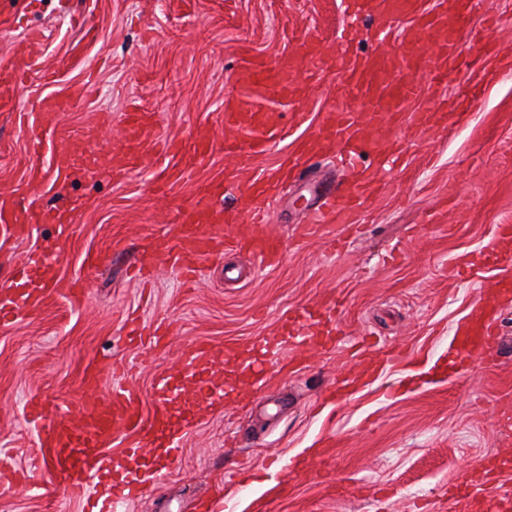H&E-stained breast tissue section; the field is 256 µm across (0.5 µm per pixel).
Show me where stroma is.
<instances>
[{
	"label": "stroma",
	"instance_id": "1",
	"mask_svg": "<svg viewBox=\"0 0 512 512\" xmlns=\"http://www.w3.org/2000/svg\"><path fill=\"white\" fill-rule=\"evenodd\" d=\"M69 2L65 15L59 0L34 11L0 0V58L26 51L36 32L41 66L23 81L21 110L0 112V196L75 215L63 239L53 224L36 242L0 239V287L38 243L61 249L50 278L87 282L80 307L57 298L0 325V512H83L57 492L44 430L25 419L30 395L70 399L85 363L105 358L136 363L130 385L151 411L155 380L176 373L180 348L194 339L212 347L211 380L223 385L224 403L209 406L187 381L182 452L125 512H207L215 492L228 512H255L260 502L266 512H432L452 486L463 492L489 478L512 489V347L448 362L457 324L490 281L512 276V244L495 239L497 225L512 224V0H481L457 46L460 66L408 105L445 98L465 121L419 140L393 131L402 149L396 168L357 223L303 234L319 182L352 180L348 168L322 159L270 203L278 265L264 269L246 251L228 250L192 283L165 263L146 281L130 268L140 251L174 244L177 212L197 183L223 181L224 96L241 60H277L306 32L337 49L343 0ZM477 38L495 50L480 75L465 65ZM340 82L333 70L300 75L296 108L307 121L252 173L284 162L328 106L359 111L357 98H338ZM71 94L74 106L58 120L63 144L47 136L33 149L39 100ZM134 104L155 113L164 136L210 133L216 148L191 180L156 196L152 182L171 161L153 149L123 178L58 176L60 156L91 147L108 164ZM97 251L110 262L88 270L83 259ZM330 304L344 331L335 347L287 344L265 356L268 391L258 394L243 368L256 344L276 334L282 314ZM133 320L169 332L147 350L126 337ZM235 466L242 478L225 481ZM18 470L37 491L19 490Z\"/></svg>",
	"mask_w": 512,
	"mask_h": 512
}]
</instances>
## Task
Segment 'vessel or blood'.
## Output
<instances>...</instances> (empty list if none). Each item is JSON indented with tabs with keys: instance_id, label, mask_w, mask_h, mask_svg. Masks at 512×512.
Segmentation results:
<instances>
[{
	"instance_id": "obj_1",
	"label": "vessel or blood",
	"mask_w": 512,
	"mask_h": 512,
	"mask_svg": "<svg viewBox=\"0 0 512 512\" xmlns=\"http://www.w3.org/2000/svg\"><path fill=\"white\" fill-rule=\"evenodd\" d=\"M471 0H439L436 11L423 9L422 0H347L348 17H371L375 26L369 34L374 52L367 55L327 53L314 36L304 33L294 41L288 56L269 62L249 58L241 61L224 99V156L241 170L249 169L255 158L264 155L289 130L300 127L305 115L295 112L290 123H282L284 107L297 96L296 78L304 69H339L343 82L340 96L356 91L362 94L361 112H350L334 105L323 112L315 132L301 139L294 158L295 166L331 153L347 165L358 168V179L344 186L342 199L318 208L316 224H349L361 206L376 192L377 169L363 165V158L375 151L378 141L392 130L406 127L416 137L447 128L448 113L439 107H427L403 114L402 106L418 92V72H427L432 84L444 83L449 69L457 62L458 38L470 14ZM411 23L402 34L403 49L391 54L386 44L391 25L399 18ZM33 65L24 58L15 64L0 62V112H15L20 106V76ZM68 97H45L39 101L42 132L58 128L60 113L68 111ZM121 152L117 161L122 172L138 170L148 142L158 140L154 113L133 109L123 118ZM214 147L209 135H197L190 142H172L168 149L176 160L167 179L177 182L189 177ZM269 176L240 180L236 190L243 210L249 213V225L237 245L260 263L274 266L282 256L279 238L269 228L270 214L265 207ZM224 187L219 183L198 186L192 199L178 212L175 225L177 244L166 254L144 253L137 257L139 270L152 269L160 259L173 267L193 272L208 263L225 248L223 225L235 217L224 210L220 200ZM72 218L65 211L20 209L11 199L0 200V238L18 242L30 240L42 225H56L66 234ZM60 258L58 252L34 248L11 283L0 289V321L11 322L35 312L53 297H62L74 306L81 305L85 290L80 280L63 287L48 280L46 271ZM497 310L481 308L474 318L457 329L448 351L460 356L463 351L493 354L499 352L502 333L496 326ZM322 310L299 308L285 316L277 335L263 339L264 348L278 345L280 338L308 347L320 343ZM183 376L204 378L213 363L209 344L194 340L183 345L180 353ZM133 365L124 369L88 363L82 375L83 394L63 402L46 396H32L26 404V416L34 425H47L43 445L53 455L56 473L62 480L63 496L90 500L89 512H120L140 491L138 474L123 471L112 463L110 448L115 438H127L125 453L138 457L154 450L165 456L177 455L183 446L187 419L173 414L182 403L186 389L182 377L166 375L154 384L151 415H144L130 389L127 377Z\"/></svg>"
}]
</instances>
